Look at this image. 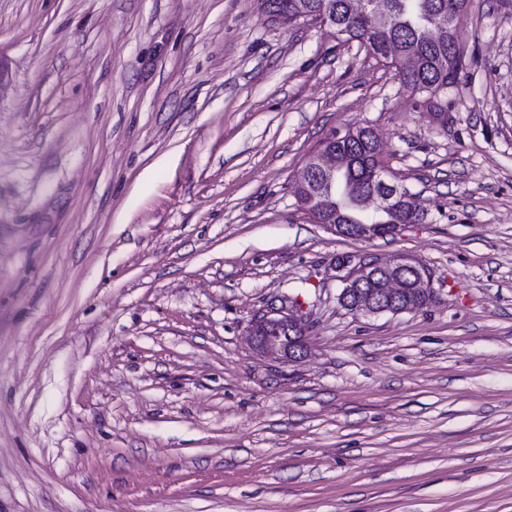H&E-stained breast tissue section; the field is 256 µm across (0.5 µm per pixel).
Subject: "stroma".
<instances>
[{
  "mask_svg": "<svg viewBox=\"0 0 512 512\" xmlns=\"http://www.w3.org/2000/svg\"><path fill=\"white\" fill-rule=\"evenodd\" d=\"M456 38L431 106L260 0H0V512H512V0ZM355 125L422 223L298 206ZM343 254L432 296L352 314ZM273 309L302 361L251 342ZM256 322L257 326L260 327V332L258 334L254 333L253 338L262 349L276 354L281 359L292 362L300 361L306 356L308 347L305 336V321L300 315L290 313L289 311L270 310L260 316ZM280 326H287L290 333L292 332L297 335L291 336L294 342L288 348H283L277 342L270 340L263 341L262 336H260L262 330Z\"/></svg>",
  "mask_w": 512,
  "mask_h": 512,
  "instance_id": "obj_1",
  "label": "stroma"
}]
</instances>
